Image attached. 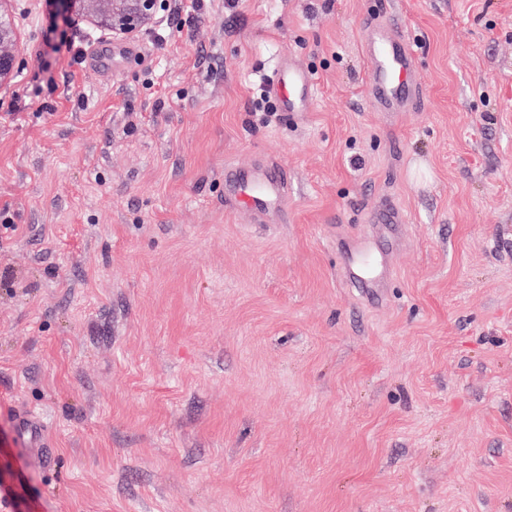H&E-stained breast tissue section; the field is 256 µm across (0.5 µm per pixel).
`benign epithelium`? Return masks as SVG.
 Listing matches in <instances>:
<instances>
[{
	"label": "benign epithelium",
	"mask_w": 512,
	"mask_h": 512,
	"mask_svg": "<svg viewBox=\"0 0 512 512\" xmlns=\"http://www.w3.org/2000/svg\"><path fill=\"white\" fill-rule=\"evenodd\" d=\"M0 0V87L9 84L18 67V34L8 9ZM49 15L65 20L84 18L119 36H129L151 25L161 0H45Z\"/></svg>",
	"instance_id": "obj_1"
}]
</instances>
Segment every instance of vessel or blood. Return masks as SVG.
Instances as JSON below:
<instances>
[{
  "mask_svg": "<svg viewBox=\"0 0 512 512\" xmlns=\"http://www.w3.org/2000/svg\"><path fill=\"white\" fill-rule=\"evenodd\" d=\"M362 48L374 74L366 94L381 110L394 114L404 111L421 96L422 89L414 80L417 51L388 13L369 16ZM265 87L279 111L293 113L310 111L318 84L314 72L291 61L267 77ZM289 189L287 172L274 163L254 169H224V204L234 210L263 214L283 209ZM20 433L28 447L46 444L41 420L33 412L22 414Z\"/></svg>",
  "mask_w": 512,
  "mask_h": 512,
  "instance_id": "1",
  "label": "vessel or blood"
}]
</instances>
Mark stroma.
<instances>
[{
    "label": "stroma",
    "instance_id": "1",
    "mask_svg": "<svg viewBox=\"0 0 512 512\" xmlns=\"http://www.w3.org/2000/svg\"><path fill=\"white\" fill-rule=\"evenodd\" d=\"M383 8L424 91L395 118L365 95ZM10 10L6 512H512V0H164L132 39ZM288 59L312 109L262 120ZM262 155L287 223L224 207ZM385 197L407 223L373 305L343 270ZM20 433L30 448H45L47 444L43 434L40 418L33 412L26 411L20 417Z\"/></svg>",
    "mask_w": 512,
    "mask_h": 512
}]
</instances>
